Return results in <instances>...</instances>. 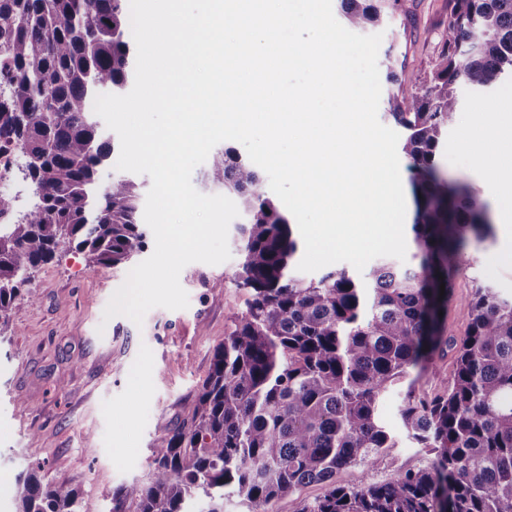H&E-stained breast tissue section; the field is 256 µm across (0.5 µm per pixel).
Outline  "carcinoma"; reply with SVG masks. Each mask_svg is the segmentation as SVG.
<instances>
[{"instance_id":"carcinoma-1","label":"carcinoma","mask_w":512,"mask_h":512,"mask_svg":"<svg viewBox=\"0 0 512 512\" xmlns=\"http://www.w3.org/2000/svg\"><path fill=\"white\" fill-rule=\"evenodd\" d=\"M345 25L364 30L408 0H339ZM125 0H0V157L31 187L26 211L0 194V331L33 270L65 251L89 266L127 264L147 248L140 189L99 169L114 151L90 101L133 79ZM512 76V0H453L442 50L421 90H399L387 112L404 130L415 213L416 264L371 266L366 281L334 270L292 274L293 224L265 194L256 165L232 148L213 153V182L235 196L245 312L213 353L193 405L153 450L141 482L112 493L108 512H190L204 497L224 512L232 486L254 509L316 483L300 512H512V299L479 287L460 340L444 336L460 254L492 233L473 190L437 161L461 84ZM445 292H440V285ZM456 353L452 384L431 397L410 381L398 406L407 437L432 455L417 469L359 488L338 477L396 447L380 400L411 370ZM19 477L16 512H79V486Z\"/></svg>"}]
</instances>
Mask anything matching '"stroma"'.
Masks as SVG:
<instances>
[{"mask_svg":"<svg viewBox=\"0 0 512 512\" xmlns=\"http://www.w3.org/2000/svg\"><path fill=\"white\" fill-rule=\"evenodd\" d=\"M451 9L452 0H409L407 13L377 25L383 93L423 87ZM458 96L437 160L487 206L493 235L471 242L460 261L444 328L456 338L467 328L476 287L512 298V211L499 202L502 191L512 192V144L500 138L512 124V79L485 92L462 86ZM228 244V261L183 268L187 308L151 309L139 325L103 317L128 267L93 268L72 251L32 273L0 341V475L14 481L40 462L45 481L81 485L80 512H107L114 489L146 479L157 440L194 402L214 347L246 309L247 295L234 282L242 260L236 226L228 228ZM398 404L394 392L379 403L397 447L345 470L344 484L385 482L427 465L426 450L402 429Z\"/></svg>","mask_w":512,"mask_h":512,"instance_id":"1","label":"stroma"}]
</instances>
